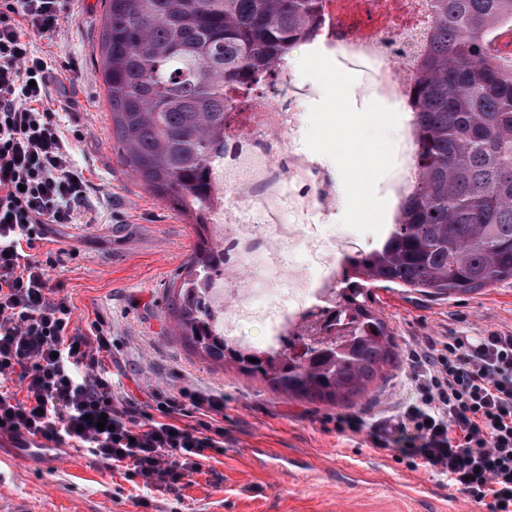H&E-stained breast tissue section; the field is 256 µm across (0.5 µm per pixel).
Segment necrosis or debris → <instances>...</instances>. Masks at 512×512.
<instances>
[{"instance_id": "4bbe7bcc", "label": "necrosis or debris", "mask_w": 512, "mask_h": 512, "mask_svg": "<svg viewBox=\"0 0 512 512\" xmlns=\"http://www.w3.org/2000/svg\"><path fill=\"white\" fill-rule=\"evenodd\" d=\"M430 36L429 0H324L301 42L309 59H327L337 71L363 67L375 94L401 111L381 221L369 235L336 228V176L302 146L312 83L286 63L273 93L238 98L224 156L211 167L210 220L224 245V277L202 292L226 346L275 357L325 335L350 260L364 247L384 248L402 222L418 174L415 86ZM248 323L262 326V339L242 335Z\"/></svg>"}]
</instances>
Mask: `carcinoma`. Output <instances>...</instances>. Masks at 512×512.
<instances>
[{
    "label": "carcinoma",
    "instance_id": "obj_1",
    "mask_svg": "<svg viewBox=\"0 0 512 512\" xmlns=\"http://www.w3.org/2000/svg\"><path fill=\"white\" fill-rule=\"evenodd\" d=\"M322 0H105L101 79L127 172L194 218L196 244L172 289L175 335L201 358L257 377L274 392L345 405L395 359L368 286L431 296L512 279V68L493 47L512 24V0H433L429 48L416 83L418 181L384 251L346 271L338 321L352 330L303 359L224 347L198 284L224 277V246L208 210L212 161L224 154L228 93L255 95L322 12ZM257 362L252 363L248 358Z\"/></svg>",
    "mask_w": 512,
    "mask_h": 512
}]
</instances>
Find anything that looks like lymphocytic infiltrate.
I'll return each mask as SVG.
<instances>
[{"label": "lymphocytic infiltrate", "instance_id": "f902f5d3", "mask_svg": "<svg viewBox=\"0 0 512 512\" xmlns=\"http://www.w3.org/2000/svg\"><path fill=\"white\" fill-rule=\"evenodd\" d=\"M61 22V0H0V377L25 384L20 396L0 391V435L72 442L138 488L168 491L221 452L223 393L156 395L158 418L139 422L103 364L111 336L98 323L72 329L70 304L33 255L48 225L75 223L87 189L45 107L56 75L29 41ZM408 380L394 414L371 425L342 415L338 430L366 431L371 447L430 469L486 512H512V332L428 343Z\"/></svg>", "mask_w": 512, "mask_h": 512}]
</instances>
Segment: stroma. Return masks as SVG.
Returning <instances> with one entry per match:
<instances>
[{
	"instance_id": "35a3bbf8",
	"label": "stroma",
	"mask_w": 512,
	"mask_h": 512,
	"mask_svg": "<svg viewBox=\"0 0 512 512\" xmlns=\"http://www.w3.org/2000/svg\"><path fill=\"white\" fill-rule=\"evenodd\" d=\"M66 18L47 35H32L36 55L58 73L49 106L72 139L74 164L88 182L89 224H51L37 242V258L52 257L48 273L73 307V323H102L112 338L106 361L124 398L152 412L153 396L198 384L224 393V451L175 489L143 495L120 468L67 448L42 467L0 453V512H482L457 487L426 469L410 470L394 452L369 446L365 434L339 432L344 414L380 416L406 392L410 353L427 341L512 331V282L469 294L433 298L403 288H374L376 308L393 332L396 359L357 403L345 406L291 400L259 379L195 357L173 333L169 290L196 242L187 216L129 177L112 138L102 80V0H66ZM289 61L315 82L305 147L327 157L346 155L342 183L355 184L337 228L353 227L361 204H376L389 160L348 131L349 95L333 96L307 66L302 51ZM296 456L312 471L268 468L252 449Z\"/></svg>"
}]
</instances>
